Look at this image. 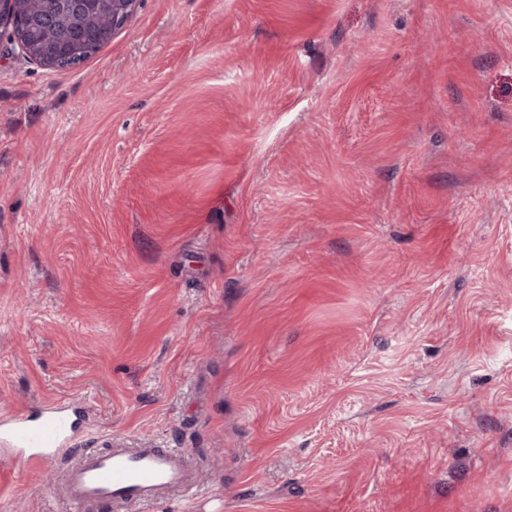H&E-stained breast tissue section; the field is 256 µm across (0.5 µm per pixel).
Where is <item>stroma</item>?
Returning <instances> with one entry per match:
<instances>
[{"mask_svg":"<svg viewBox=\"0 0 512 512\" xmlns=\"http://www.w3.org/2000/svg\"><path fill=\"white\" fill-rule=\"evenodd\" d=\"M186 448L147 512H512V0H138L0 36V415ZM60 464L0 442V512ZM112 3V17L107 11L92 10L83 18L85 29L95 32L96 46L89 54L81 55L77 61L80 63L89 58L112 40V28L116 31L122 28L133 15L138 0H106Z\"/></svg>","mask_w":512,"mask_h":512,"instance_id":"35a3bbf8","label":"stroma"}]
</instances>
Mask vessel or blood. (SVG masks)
Returning a JSON list of instances; mask_svg holds the SVG:
<instances>
[{"label": "vessel or blood", "instance_id": "vessel-or-blood-1", "mask_svg": "<svg viewBox=\"0 0 512 512\" xmlns=\"http://www.w3.org/2000/svg\"><path fill=\"white\" fill-rule=\"evenodd\" d=\"M79 429V420L67 409L50 408L38 420L15 416L0 439L16 448L30 449V462L54 463V454ZM62 496L75 506L106 499L116 512H138L171 497L194 491L200 483L196 467L181 449L156 444L84 449L64 472Z\"/></svg>", "mask_w": 512, "mask_h": 512}]
</instances>
